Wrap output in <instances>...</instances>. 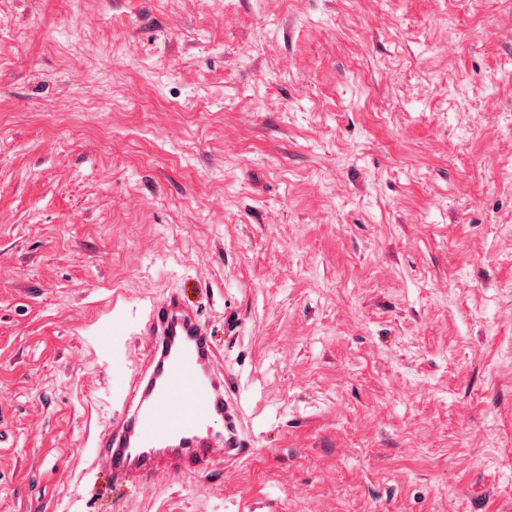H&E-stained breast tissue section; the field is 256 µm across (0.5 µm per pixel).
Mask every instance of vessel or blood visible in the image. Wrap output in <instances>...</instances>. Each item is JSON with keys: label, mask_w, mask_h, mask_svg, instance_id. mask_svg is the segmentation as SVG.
<instances>
[{"label": "vessel or blood", "mask_w": 512, "mask_h": 512, "mask_svg": "<svg viewBox=\"0 0 512 512\" xmlns=\"http://www.w3.org/2000/svg\"><path fill=\"white\" fill-rule=\"evenodd\" d=\"M142 334L151 350L128 381L126 411L98 434L97 477L108 485L145 483L159 472L198 473L218 449L246 454L239 435L211 428L214 420H229L231 405L198 310L181 293H170L152 305Z\"/></svg>", "instance_id": "b4317fda"}]
</instances>
